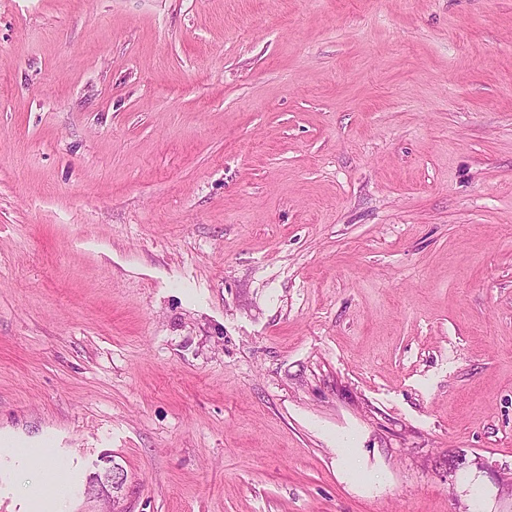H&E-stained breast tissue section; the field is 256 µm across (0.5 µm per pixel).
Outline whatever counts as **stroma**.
<instances>
[{"label": "stroma", "mask_w": 512, "mask_h": 512, "mask_svg": "<svg viewBox=\"0 0 512 512\" xmlns=\"http://www.w3.org/2000/svg\"><path fill=\"white\" fill-rule=\"evenodd\" d=\"M0 512H512V0H0Z\"/></svg>", "instance_id": "35a3bbf8"}]
</instances>
